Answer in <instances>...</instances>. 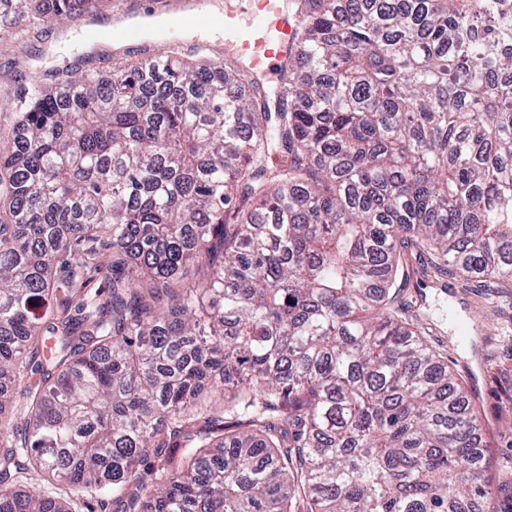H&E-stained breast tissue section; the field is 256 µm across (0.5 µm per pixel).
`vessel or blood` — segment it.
Segmentation results:
<instances>
[{
    "label": "vessel or blood",
    "mask_w": 512,
    "mask_h": 512,
    "mask_svg": "<svg viewBox=\"0 0 512 512\" xmlns=\"http://www.w3.org/2000/svg\"><path fill=\"white\" fill-rule=\"evenodd\" d=\"M168 19L169 34L174 39L189 37L206 26L223 33L225 54L262 82L287 62L300 16L288 0H260L259 7H230L218 15L209 13L208 0H181ZM139 37V27L129 23L127 15L114 18L115 43L129 45Z\"/></svg>",
    "instance_id": "obj_1"
}]
</instances>
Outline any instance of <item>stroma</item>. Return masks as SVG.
<instances>
[{"label":"stroma","mask_w":512,"mask_h":512,"mask_svg":"<svg viewBox=\"0 0 512 512\" xmlns=\"http://www.w3.org/2000/svg\"><path fill=\"white\" fill-rule=\"evenodd\" d=\"M81 21L50 22L20 30L17 41L0 40V137L16 120L11 103L32 80L77 65L82 57ZM429 256L408 260L397 303L412 307L432 330L431 342L448 356L464 389L487 415L483 450L491 467L512 463V433L500 415L512 401V288L457 278L424 277Z\"/></svg>","instance_id":"obj_1"}]
</instances>
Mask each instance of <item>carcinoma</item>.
<instances>
[{"mask_svg": "<svg viewBox=\"0 0 512 512\" xmlns=\"http://www.w3.org/2000/svg\"><path fill=\"white\" fill-rule=\"evenodd\" d=\"M298 2L275 89L162 54L19 95L0 512H488L482 415L393 288L412 246L512 283V0Z\"/></svg>", "mask_w": 512, "mask_h": 512, "instance_id": "cac0c4a2", "label": "carcinoma"}]
</instances>
